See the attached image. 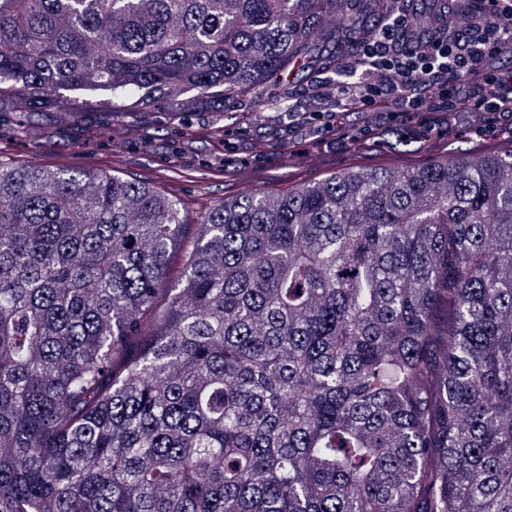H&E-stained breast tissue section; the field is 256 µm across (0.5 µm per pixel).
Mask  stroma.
Listing matches in <instances>:
<instances>
[{"label":"stroma","mask_w":512,"mask_h":512,"mask_svg":"<svg viewBox=\"0 0 512 512\" xmlns=\"http://www.w3.org/2000/svg\"><path fill=\"white\" fill-rule=\"evenodd\" d=\"M345 56L332 47L293 78L248 88L224 106L193 107L192 93L158 101L151 111L128 103L113 119L106 92H79L77 120L57 105L16 107L0 97V162L26 167L38 156L45 169L107 171L175 198L189 218L257 190L279 193L355 168L411 169L461 150L480 158L512 144V118L461 113L441 142L415 138L408 124L390 122L359 141H337L322 123H289L294 101L312 108L315 87L335 79Z\"/></svg>","instance_id":"stroma-1"}]
</instances>
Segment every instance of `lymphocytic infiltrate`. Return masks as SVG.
<instances>
[{"label":"lymphocytic infiltrate","mask_w":512,"mask_h":512,"mask_svg":"<svg viewBox=\"0 0 512 512\" xmlns=\"http://www.w3.org/2000/svg\"><path fill=\"white\" fill-rule=\"evenodd\" d=\"M475 10L485 21L466 34L423 37L414 34L413 15L404 6L377 35L352 42L348 55L355 65L395 72L398 80L370 85L350 75L337 81L335 95L324 98L326 130L346 136L352 130L348 113H360L371 127L411 117L428 102L447 124L478 106L512 115V71L496 65L512 46V0H477Z\"/></svg>","instance_id":"f902f5d3"}]
</instances>
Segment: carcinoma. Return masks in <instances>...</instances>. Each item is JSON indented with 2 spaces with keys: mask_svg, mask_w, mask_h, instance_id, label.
Instances as JSON below:
<instances>
[{
  "mask_svg": "<svg viewBox=\"0 0 512 512\" xmlns=\"http://www.w3.org/2000/svg\"><path fill=\"white\" fill-rule=\"evenodd\" d=\"M0 0V94L237 92L397 0ZM0 512H512V149L190 221L0 163Z\"/></svg>",
  "mask_w": 512,
  "mask_h": 512,
  "instance_id": "obj_1",
  "label": "carcinoma"
}]
</instances>
